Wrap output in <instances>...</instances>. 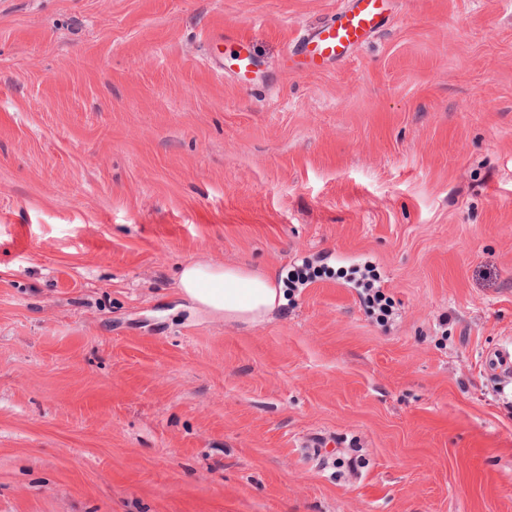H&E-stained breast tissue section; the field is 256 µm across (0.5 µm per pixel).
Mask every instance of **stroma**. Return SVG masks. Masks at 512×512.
<instances>
[{"mask_svg": "<svg viewBox=\"0 0 512 512\" xmlns=\"http://www.w3.org/2000/svg\"><path fill=\"white\" fill-rule=\"evenodd\" d=\"M346 3L0 0V512H512V0ZM380 15L377 0H352L335 19L303 38L305 69L317 72L327 61L343 58L351 46L364 42L382 26ZM179 293L211 314L229 321L256 323L281 304V291L272 274L236 267L191 262L179 270Z\"/></svg>", "mask_w": 512, "mask_h": 512, "instance_id": "35a3bbf8", "label": "stroma"}]
</instances>
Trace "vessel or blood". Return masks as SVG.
I'll return each mask as SVG.
<instances>
[{
    "label": "vessel or blood",
    "instance_id": "vessel-or-blood-1",
    "mask_svg": "<svg viewBox=\"0 0 512 512\" xmlns=\"http://www.w3.org/2000/svg\"><path fill=\"white\" fill-rule=\"evenodd\" d=\"M380 15L377 0H350L335 19L304 38L306 70L317 72L327 61L343 58L351 46L364 42L381 27Z\"/></svg>",
    "mask_w": 512,
    "mask_h": 512
}]
</instances>
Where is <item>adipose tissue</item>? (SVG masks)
Masks as SVG:
<instances>
[{"label":"adipose tissue","instance_id":"1","mask_svg":"<svg viewBox=\"0 0 512 512\" xmlns=\"http://www.w3.org/2000/svg\"><path fill=\"white\" fill-rule=\"evenodd\" d=\"M177 288L186 300L211 314L244 323L262 321L282 297L273 275L208 262L184 265Z\"/></svg>","mask_w":512,"mask_h":512}]
</instances>
